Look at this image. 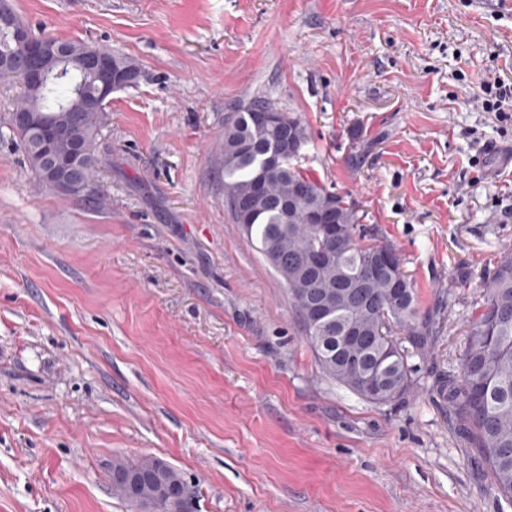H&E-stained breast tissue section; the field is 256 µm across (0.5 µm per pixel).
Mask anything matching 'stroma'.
Instances as JSON below:
<instances>
[{"label":"stroma","instance_id":"obj_1","mask_svg":"<svg viewBox=\"0 0 512 512\" xmlns=\"http://www.w3.org/2000/svg\"><path fill=\"white\" fill-rule=\"evenodd\" d=\"M36 35L133 59L100 138L98 212L0 137V512H134L112 460L154 457L198 512H512L433 376L512 251V81L498 0H11ZM305 120L303 168L393 245L422 311L413 392L327 378L224 203V129L255 97ZM482 108L486 112H496L499 117H506L512 112V85L498 78L484 80L481 83Z\"/></svg>","mask_w":512,"mask_h":512}]
</instances>
